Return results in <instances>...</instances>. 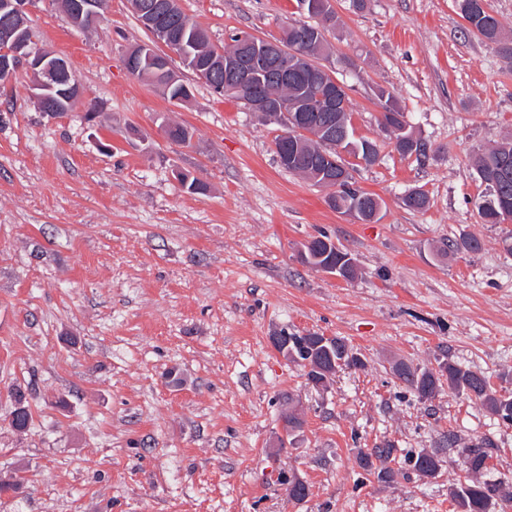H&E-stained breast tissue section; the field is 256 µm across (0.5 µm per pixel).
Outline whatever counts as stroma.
Listing matches in <instances>:
<instances>
[{
	"instance_id": "1",
	"label": "stroma",
	"mask_w": 512,
	"mask_h": 512,
	"mask_svg": "<svg viewBox=\"0 0 512 512\" xmlns=\"http://www.w3.org/2000/svg\"><path fill=\"white\" fill-rule=\"evenodd\" d=\"M331 3L327 65L358 134L381 147L351 170L384 202L377 223L337 213L325 189L283 169L280 126L213 93L177 55L189 101L130 74L126 52L152 36L128 0H110L88 32L56 0H28L81 95L50 116L26 72L0 83V476L24 477L0 512H459L451 491L477 444L489 454L479 478L499 488L489 512H512V423L448 387L419 399L393 372L450 361L512 393V222H482L472 165L512 135V62L466 32L455 0ZM180 5L219 45L310 19L303 0ZM380 87L426 158L392 148ZM169 123L190 142L169 141ZM182 172L205 191L189 192ZM415 188L424 210L402 202ZM323 233L354 278L301 260ZM471 235L480 251L441 254ZM284 330L342 338L364 365L312 386L271 346ZM17 389L33 412L24 432L8 425ZM290 410L302 425L288 436ZM388 446L383 483L359 458ZM422 451L438 452L435 477L408 464ZM291 475L305 501L289 499Z\"/></svg>"
}]
</instances>
